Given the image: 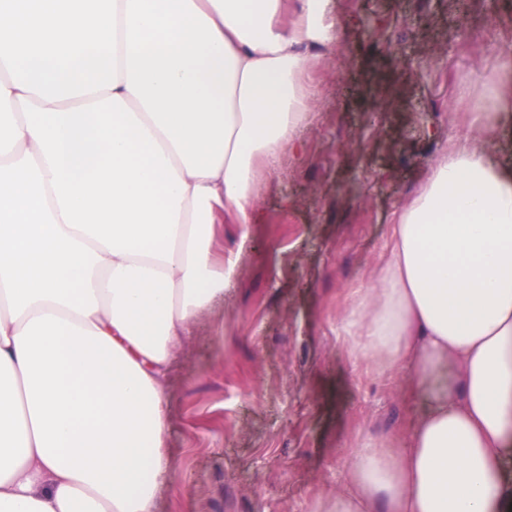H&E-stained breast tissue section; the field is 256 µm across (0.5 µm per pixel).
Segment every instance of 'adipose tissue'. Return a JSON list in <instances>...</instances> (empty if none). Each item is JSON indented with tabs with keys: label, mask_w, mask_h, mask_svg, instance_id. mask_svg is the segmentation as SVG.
<instances>
[{
	"label": "adipose tissue",
	"mask_w": 512,
	"mask_h": 512,
	"mask_svg": "<svg viewBox=\"0 0 512 512\" xmlns=\"http://www.w3.org/2000/svg\"><path fill=\"white\" fill-rule=\"evenodd\" d=\"M0 0V512H157L167 373L223 304L306 121L329 0ZM439 156L347 302L429 409L314 512H512V175ZM235 248L216 258L224 219Z\"/></svg>",
	"instance_id": "ef3b65f1"
}]
</instances>
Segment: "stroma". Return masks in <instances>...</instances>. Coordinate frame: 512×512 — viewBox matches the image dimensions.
Masks as SVG:
<instances>
[{
	"mask_svg": "<svg viewBox=\"0 0 512 512\" xmlns=\"http://www.w3.org/2000/svg\"><path fill=\"white\" fill-rule=\"evenodd\" d=\"M306 75L303 148L262 186L223 306L169 368L175 476L159 512H311L344 490L361 439L408 438L428 409L356 360L346 299L431 162L476 139L512 43V0H330Z\"/></svg>",
	"mask_w": 512,
	"mask_h": 512,
	"instance_id": "stroma-1",
	"label": "stroma"
}]
</instances>
